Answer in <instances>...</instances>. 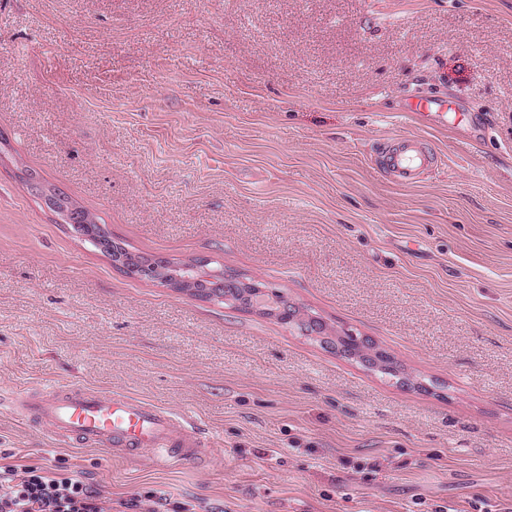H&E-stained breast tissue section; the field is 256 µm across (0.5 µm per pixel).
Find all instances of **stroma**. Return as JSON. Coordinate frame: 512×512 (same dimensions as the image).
<instances>
[{
	"instance_id": "obj_1",
	"label": "stroma",
	"mask_w": 512,
	"mask_h": 512,
	"mask_svg": "<svg viewBox=\"0 0 512 512\" xmlns=\"http://www.w3.org/2000/svg\"><path fill=\"white\" fill-rule=\"evenodd\" d=\"M413 95L461 109L438 129ZM405 137L437 157L411 186L378 164ZM0 138V395L127 394L207 443L161 468L6 406L14 463L112 512H512V0H0ZM28 169L128 250L283 292L415 385L126 275Z\"/></svg>"
}]
</instances>
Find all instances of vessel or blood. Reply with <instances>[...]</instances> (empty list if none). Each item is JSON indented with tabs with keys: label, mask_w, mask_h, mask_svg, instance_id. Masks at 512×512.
<instances>
[{
	"label": "vessel or blood",
	"mask_w": 512,
	"mask_h": 512,
	"mask_svg": "<svg viewBox=\"0 0 512 512\" xmlns=\"http://www.w3.org/2000/svg\"><path fill=\"white\" fill-rule=\"evenodd\" d=\"M416 116L447 127L448 103L443 99L414 98ZM434 161L421 140L407 138L392 145L385 168L392 181L412 185ZM12 404L29 407L61 442H78L120 452L151 451L156 462L172 464L201 457L206 443L191 424L178 421L164 408L122 394H105L79 385L39 388L23 393Z\"/></svg>",
	"instance_id": "1"
}]
</instances>
